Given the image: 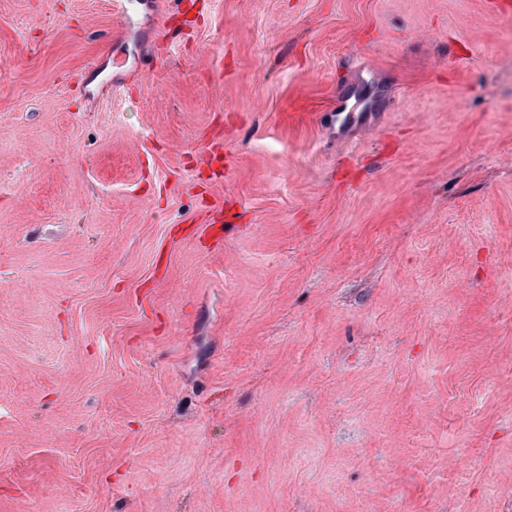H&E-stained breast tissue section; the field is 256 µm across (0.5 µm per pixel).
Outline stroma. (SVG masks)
Listing matches in <instances>:
<instances>
[{
    "label": "stroma",
    "instance_id": "35a3bbf8",
    "mask_svg": "<svg viewBox=\"0 0 512 512\" xmlns=\"http://www.w3.org/2000/svg\"><path fill=\"white\" fill-rule=\"evenodd\" d=\"M133 9L0 0V512H512V17Z\"/></svg>",
    "mask_w": 512,
    "mask_h": 512
}]
</instances>
